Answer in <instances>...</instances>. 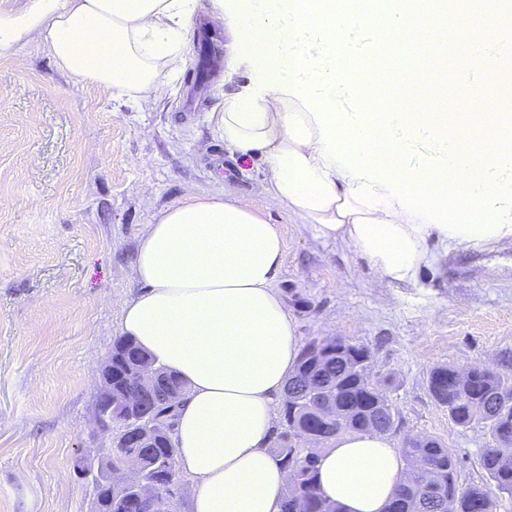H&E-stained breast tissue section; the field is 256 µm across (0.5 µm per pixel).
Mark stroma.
I'll use <instances>...</instances> for the list:
<instances>
[{"label": "stroma", "instance_id": "obj_1", "mask_svg": "<svg viewBox=\"0 0 512 512\" xmlns=\"http://www.w3.org/2000/svg\"><path fill=\"white\" fill-rule=\"evenodd\" d=\"M212 10V0H195L192 18L220 35V70L188 109L180 95L194 83L190 32L170 94L148 112L76 81L42 47L28 46L21 65L0 51V512H94L96 474L77 463L103 451L95 388L120 335L121 302L141 290L130 269L146 225L190 189L247 205L259 197L261 155L226 151L219 130L225 98L252 74L236 19L213 22ZM263 214L284 241L276 287L300 340L367 345L396 411L390 440H439L459 458L460 484L489 485L486 428L456 425L427 379L440 364L512 373V247L450 250L432 237L430 267L399 283L276 202Z\"/></svg>", "mask_w": 512, "mask_h": 512}]
</instances>
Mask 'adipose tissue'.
Masks as SVG:
<instances>
[{
	"label": "adipose tissue",
	"mask_w": 512,
	"mask_h": 512,
	"mask_svg": "<svg viewBox=\"0 0 512 512\" xmlns=\"http://www.w3.org/2000/svg\"><path fill=\"white\" fill-rule=\"evenodd\" d=\"M194 0H26L0 11V50L37 43L57 67L140 109L164 99ZM257 76L227 98L221 131L229 149L261 152L260 196L318 237L342 242L384 276L410 282L430 261L435 225L396 200L371 210L350 181L327 169L312 114ZM283 240L260 203L187 192L142 234L131 273L142 287L124 300L120 333L185 384L172 441L195 494L191 512H282L288 477L269 443L274 405L300 349L276 290ZM318 484L341 512H385L406 465L386 435L346 432L321 451Z\"/></svg>",
	"instance_id": "1"
}]
</instances>
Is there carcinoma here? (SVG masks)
<instances>
[{
	"label": "carcinoma",
	"mask_w": 512,
	"mask_h": 512,
	"mask_svg": "<svg viewBox=\"0 0 512 512\" xmlns=\"http://www.w3.org/2000/svg\"><path fill=\"white\" fill-rule=\"evenodd\" d=\"M371 352L360 343L312 337L302 347L295 370L289 375L282 400L281 431L273 452L288 475L284 512H341L320 491L317 481L318 452L314 445L330 444L343 432L394 428L396 414L385 393L370 376ZM154 359L135 341L118 337L112 344V420L116 440L112 452L99 459L101 479L97 500L102 512H173L175 503L161 504L139 499L130 487L145 478L167 487L180 481L177 451L171 434L158 429L148 448H130L125 429L129 416L125 400L136 395L141 413L159 416L169 392H181L184 383L158 366L162 383L139 390L131 371ZM436 402L460 426L474 423L488 428L492 445L484 449L481 465L488 474V487H463L458 482V457L436 439L408 436L399 451L408 471L397 486L386 512H496L497 497L512 496V376L474 366L464 379L447 365L434 367L428 379ZM308 435L310 447L297 445L291 431ZM134 456L141 466L119 491H109L112 474L125 459Z\"/></svg>",
	"instance_id": "obj_1"
}]
</instances>
